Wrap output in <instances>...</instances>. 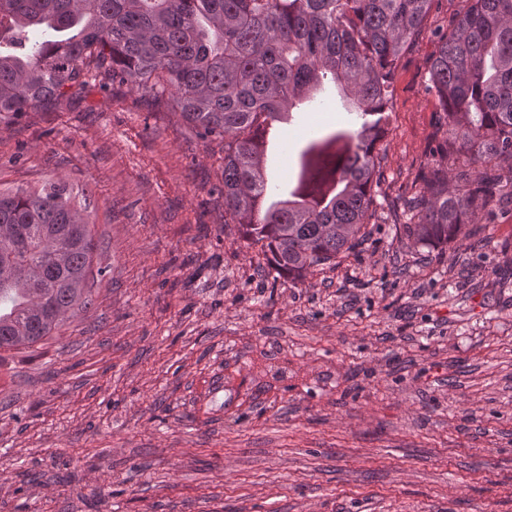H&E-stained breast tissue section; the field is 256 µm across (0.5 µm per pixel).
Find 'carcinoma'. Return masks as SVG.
Masks as SVG:
<instances>
[{
    "label": "carcinoma",
    "instance_id": "obj_1",
    "mask_svg": "<svg viewBox=\"0 0 512 512\" xmlns=\"http://www.w3.org/2000/svg\"><path fill=\"white\" fill-rule=\"evenodd\" d=\"M434 0H0V118L106 79L157 95L224 140V212L292 280L367 235L391 74ZM437 33L442 112L407 204L409 239L470 238L512 204V0H464ZM338 91L344 128L310 142L292 185L269 180L273 125ZM0 351L31 348L89 304L92 231L72 191L0 192Z\"/></svg>",
    "mask_w": 512,
    "mask_h": 512
}]
</instances>
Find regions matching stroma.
I'll return each instance as SVG.
<instances>
[{
  "label": "stroma",
  "mask_w": 512,
  "mask_h": 512,
  "mask_svg": "<svg viewBox=\"0 0 512 512\" xmlns=\"http://www.w3.org/2000/svg\"><path fill=\"white\" fill-rule=\"evenodd\" d=\"M435 0L391 80L360 253L293 283L224 211V142L114 85L0 119V189L86 197L92 301L0 352V512H512V209L424 246ZM344 113L297 114L267 173Z\"/></svg>",
  "instance_id": "35a3bbf8"
}]
</instances>
